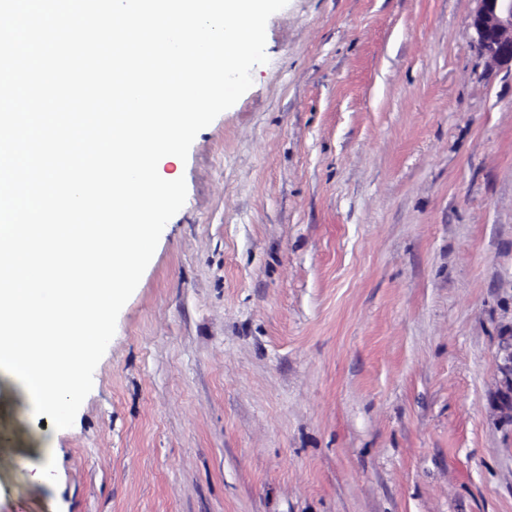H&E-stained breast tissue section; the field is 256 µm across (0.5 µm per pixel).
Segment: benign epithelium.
<instances>
[{"label":"benign epithelium","mask_w":512,"mask_h":512,"mask_svg":"<svg viewBox=\"0 0 512 512\" xmlns=\"http://www.w3.org/2000/svg\"><path fill=\"white\" fill-rule=\"evenodd\" d=\"M471 26L477 47L496 66H512V0H476Z\"/></svg>","instance_id":"1"}]
</instances>
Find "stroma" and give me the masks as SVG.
Segmentation results:
<instances>
[{"label":"stroma","instance_id":"obj_1","mask_svg":"<svg viewBox=\"0 0 512 512\" xmlns=\"http://www.w3.org/2000/svg\"><path fill=\"white\" fill-rule=\"evenodd\" d=\"M474 0H288L74 423L0 512H512V70Z\"/></svg>","mask_w":512,"mask_h":512}]
</instances>
